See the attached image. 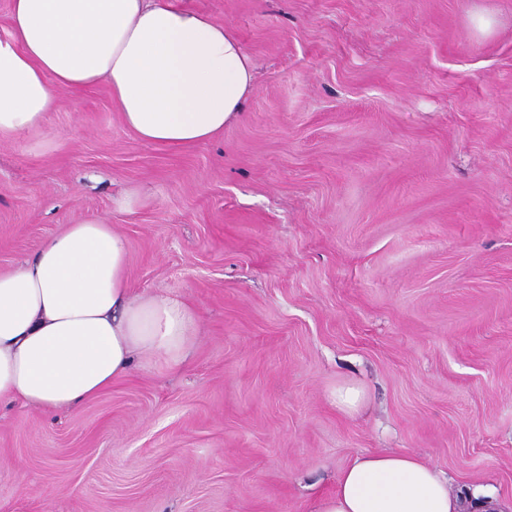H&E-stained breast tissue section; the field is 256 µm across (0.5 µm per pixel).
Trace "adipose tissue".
<instances>
[{"instance_id":"adipose-tissue-1","label":"adipose tissue","mask_w":512,"mask_h":512,"mask_svg":"<svg viewBox=\"0 0 512 512\" xmlns=\"http://www.w3.org/2000/svg\"><path fill=\"white\" fill-rule=\"evenodd\" d=\"M106 82L144 143L189 147L237 116L254 71L232 27L176 0H11L0 39V138L40 127L59 90ZM129 245L100 217L49 237L0 274V404L69 409L133 369L183 366L198 334L179 296L133 293ZM309 512H512L493 487L453 493L412 452L361 456Z\"/></svg>"}]
</instances>
